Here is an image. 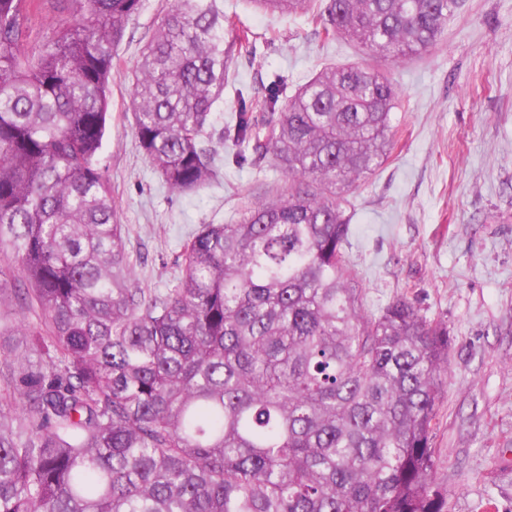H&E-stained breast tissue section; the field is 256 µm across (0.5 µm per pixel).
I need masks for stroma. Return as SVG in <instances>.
Segmentation results:
<instances>
[{
	"label": "stroma",
	"instance_id": "stroma-1",
	"mask_svg": "<svg viewBox=\"0 0 512 512\" xmlns=\"http://www.w3.org/2000/svg\"><path fill=\"white\" fill-rule=\"evenodd\" d=\"M173 0H143L117 49L101 166L140 287L181 275L174 259L202 224L235 223L245 200L287 192L272 164L237 165L218 145L219 182L187 193L164 184L138 143L134 73ZM251 34L214 110L215 127L260 84L292 96L322 66L366 62L345 40L325 45L306 18L271 15L252 0H217ZM396 88L389 159L347 198L349 258L371 313L407 295L447 324L448 377L436 403L433 478L448 512H512V0H465L442 46L383 64Z\"/></svg>",
	"mask_w": 512,
	"mask_h": 512
}]
</instances>
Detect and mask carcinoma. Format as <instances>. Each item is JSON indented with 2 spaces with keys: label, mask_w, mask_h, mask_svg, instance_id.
<instances>
[{
  "label": "carcinoma",
  "mask_w": 512,
  "mask_h": 512,
  "mask_svg": "<svg viewBox=\"0 0 512 512\" xmlns=\"http://www.w3.org/2000/svg\"><path fill=\"white\" fill-rule=\"evenodd\" d=\"M394 63L436 50L464 0H253ZM66 21L35 35L47 7ZM142 0H0V512H448L433 421L448 326L401 296L368 313L343 201L393 147L390 79L320 70L212 110L248 32L175 0L132 92L176 193L271 159L288 194L202 224L170 288L138 287L100 168L113 59ZM13 281L6 290L4 283ZM34 321L14 320L15 315Z\"/></svg>",
  "instance_id": "1"
}]
</instances>
